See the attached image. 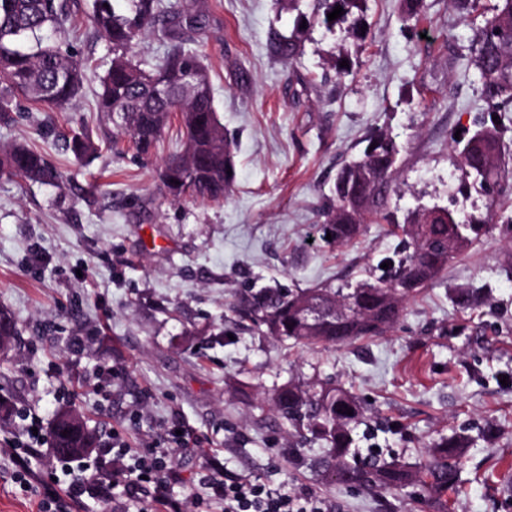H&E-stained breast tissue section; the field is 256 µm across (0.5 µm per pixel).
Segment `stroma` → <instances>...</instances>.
<instances>
[{
    "label": "stroma",
    "mask_w": 512,
    "mask_h": 512,
    "mask_svg": "<svg viewBox=\"0 0 512 512\" xmlns=\"http://www.w3.org/2000/svg\"><path fill=\"white\" fill-rule=\"evenodd\" d=\"M70 48L88 66L71 104L13 101L0 146L41 150L59 185L0 176V311L17 323L0 352V512H39L12 479L30 423L49 431L58 411H78L101 448L169 449L184 482L186 512H220L201 501L198 474L233 472L322 498L333 512H512V205L462 196L451 134L487 111L467 47L471 22L450 0H368L365 32L337 80L342 27H310L303 52L274 55L272 32L297 14L274 0H207L206 26L186 32L208 68L225 130L238 138L236 178L219 201L166 198L160 180L179 142L171 121L156 150L137 153L95 107L111 44L93 28L90 0H68ZM89 128L94 154L69 141ZM380 133L402 148L400 209L438 204L459 216L492 217V230L411 298L383 336L351 345L298 346L248 333L227 309L253 284L324 288L368 279L396 243L380 224L334 249L318 226L336 174ZM474 294V307L458 294ZM331 379L366 408L360 451L406 464L460 435L459 480L442 502L419 487L368 493L325 479L322 446L300 441L270 405L288 380ZM198 445H176L177 431Z\"/></svg>",
    "instance_id": "obj_1"
}]
</instances>
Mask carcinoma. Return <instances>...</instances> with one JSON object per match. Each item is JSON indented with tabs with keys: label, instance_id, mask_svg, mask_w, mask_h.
Returning a JSON list of instances; mask_svg holds the SVG:
<instances>
[{
	"label": "carcinoma",
	"instance_id": "cac0c4a2",
	"mask_svg": "<svg viewBox=\"0 0 512 512\" xmlns=\"http://www.w3.org/2000/svg\"><path fill=\"white\" fill-rule=\"evenodd\" d=\"M306 18L309 25L331 31L353 13L363 11L365 0H313ZM481 0H454L463 18L479 12L482 24L473 31L470 60L476 70L484 100L492 106L465 140L451 139L452 158L461 174V188L492 196L508 179L499 165L500 125L492 116L512 112V0H497L492 8ZM343 15L333 21L327 14L335 7ZM199 0H92L90 19L94 29L112 45V61L101 78L97 109L107 115L123 114L121 131L131 137L137 150L148 154L159 141L171 116L178 118L180 149L165 161L161 180L174 200L184 195L217 201L233 186V141L224 134L217 116L208 72L200 54L183 46L177 30H203L205 18ZM67 0H0V121L10 120L12 98L17 95L37 104L59 107L79 95L85 78L83 62L46 36L54 28L66 33ZM171 41L168 51L149 70L133 61L141 37L150 30ZM272 49L285 61L302 51L298 33H275ZM196 73L194 94L184 86L185 72ZM162 83L166 94L157 95ZM338 171L332 189L333 203L324 210L321 236L336 248L355 243L370 224H386L391 234L403 238L392 254L376 265L380 275L356 284L335 288H284L279 284L247 288L230 306L235 320L252 331L303 345H345L384 335L398 321L406 302L433 282L448 263L490 231V221L460 220L454 211L439 205L419 206L398 216L390 196L397 189L399 149L393 136L382 134ZM70 147L77 157L95 150L90 136L78 133ZM0 174L24 181L56 184L59 171L45 155L26 144L0 148ZM389 263L388 268L381 264ZM276 411L296 431L326 449L317 462L330 481L366 492L420 486L436 497L458 481L462 437L443 438L431 444L430 457L414 467L395 460L362 459L357 447V428L365 409L347 390L326 380L288 381L275 389ZM352 414H346V410ZM54 421L51 439L55 454L64 459L87 455L96 436L86 422L63 435V417Z\"/></svg>",
	"mask_w": 512,
	"mask_h": 512
}]
</instances>
